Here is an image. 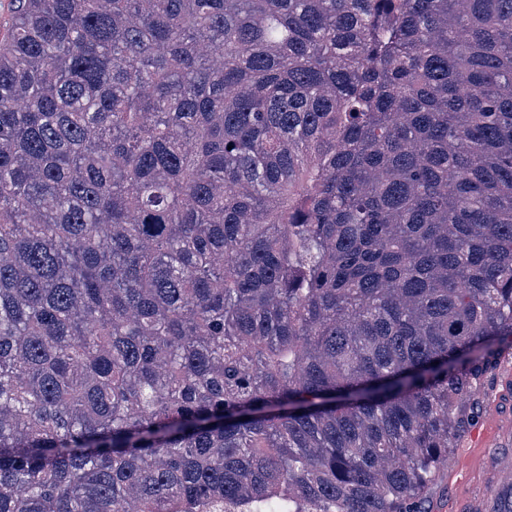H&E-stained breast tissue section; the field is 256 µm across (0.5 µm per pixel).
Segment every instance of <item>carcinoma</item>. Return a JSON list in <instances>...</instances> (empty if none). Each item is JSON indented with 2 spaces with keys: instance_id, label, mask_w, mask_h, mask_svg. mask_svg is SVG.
<instances>
[{
  "instance_id": "obj_1",
  "label": "carcinoma",
  "mask_w": 512,
  "mask_h": 512,
  "mask_svg": "<svg viewBox=\"0 0 512 512\" xmlns=\"http://www.w3.org/2000/svg\"><path fill=\"white\" fill-rule=\"evenodd\" d=\"M0 512H416L512 345V0H14Z\"/></svg>"
}]
</instances>
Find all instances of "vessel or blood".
Returning <instances> with one entry per match:
<instances>
[{
	"instance_id": "obj_1",
	"label": "vessel or blood",
	"mask_w": 512,
	"mask_h": 512,
	"mask_svg": "<svg viewBox=\"0 0 512 512\" xmlns=\"http://www.w3.org/2000/svg\"><path fill=\"white\" fill-rule=\"evenodd\" d=\"M499 418L485 440L478 477L471 490L455 496L449 512H512V377H504L495 401Z\"/></svg>"
}]
</instances>
